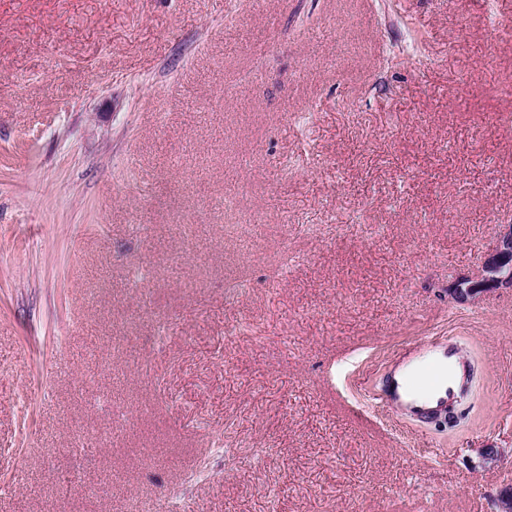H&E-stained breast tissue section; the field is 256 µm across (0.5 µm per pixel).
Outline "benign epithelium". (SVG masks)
Instances as JSON below:
<instances>
[{"instance_id": "1", "label": "benign epithelium", "mask_w": 512, "mask_h": 512, "mask_svg": "<svg viewBox=\"0 0 512 512\" xmlns=\"http://www.w3.org/2000/svg\"><path fill=\"white\" fill-rule=\"evenodd\" d=\"M501 288H512V225H506L496 245L483 257L476 273L448 284V300L474 304Z\"/></svg>"}]
</instances>
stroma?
<instances>
[{
  "mask_svg": "<svg viewBox=\"0 0 512 512\" xmlns=\"http://www.w3.org/2000/svg\"><path fill=\"white\" fill-rule=\"evenodd\" d=\"M507 85L512 0H0V512H496ZM500 288H512V225L502 229L496 245L483 257L476 273L448 285V300L474 304ZM444 356L430 360L422 370L410 379V386L402 384V395L409 399L405 402L398 392V385H390L388 402L405 409L420 421H429L439 417H446L455 406L458 398L466 389L471 375V366L464 360L460 350L448 344L443 346ZM461 367L462 374L458 385H452L457 380V369ZM414 393L426 395L424 399H418ZM417 402L423 405L415 406ZM432 405V406H429Z\"/></svg>",
  "mask_w": 512,
  "mask_h": 512,
  "instance_id": "35a3bbf8",
  "label": "stroma"
}]
</instances>
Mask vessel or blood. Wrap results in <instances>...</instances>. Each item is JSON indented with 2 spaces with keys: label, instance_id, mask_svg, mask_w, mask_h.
Returning a JSON list of instances; mask_svg holds the SVG:
<instances>
[{
  "label": "vessel or blood",
  "instance_id": "vessel-or-blood-1",
  "mask_svg": "<svg viewBox=\"0 0 512 512\" xmlns=\"http://www.w3.org/2000/svg\"><path fill=\"white\" fill-rule=\"evenodd\" d=\"M470 375V365L460 350L450 345L443 357L428 361L409 385L390 386L388 401L422 421L443 417L451 412L466 389Z\"/></svg>",
  "mask_w": 512,
  "mask_h": 512
}]
</instances>
